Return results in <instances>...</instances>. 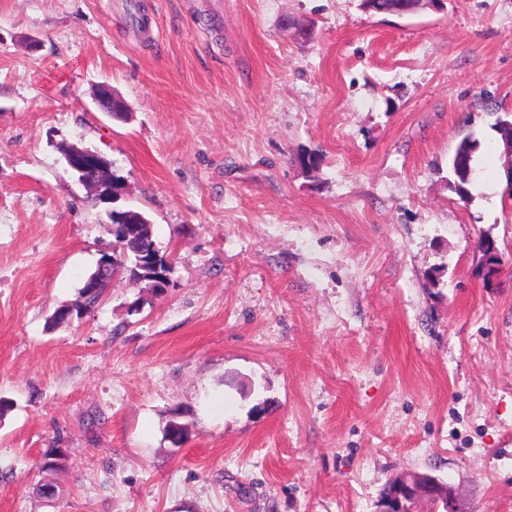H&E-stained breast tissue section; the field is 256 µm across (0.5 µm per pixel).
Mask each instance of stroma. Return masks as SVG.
<instances>
[{"mask_svg":"<svg viewBox=\"0 0 512 512\" xmlns=\"http://www.w3.org/2000/svg\"><path fill=\"white\" fill-rule=\"evenodd\" d=\"M131 1L0 0V512H378L411 472L512 512V0H135L142 28ZM468 136L493 192L464 202ZM115 209L169 291L117 278L48 330ZM477 148L478 141L476 139L465 138L459 143L448 161V168L454 178L450 188L463 201L472 198L471 187L474 186L478 175V171L473 167ZM64 159L67 171L77 175L79 181L83 184L94 185L100 190L108 192L118 190L112 189V182L117 184L120 180L108 173L105 163L94 152L77 146H71L64 152ZM89 171L93 172L92 178L86 176Z\"/></svg>","mask_w":512,"mask_h":512,"instance_id":"obj_1","label":"stroma"}]
</instances>
